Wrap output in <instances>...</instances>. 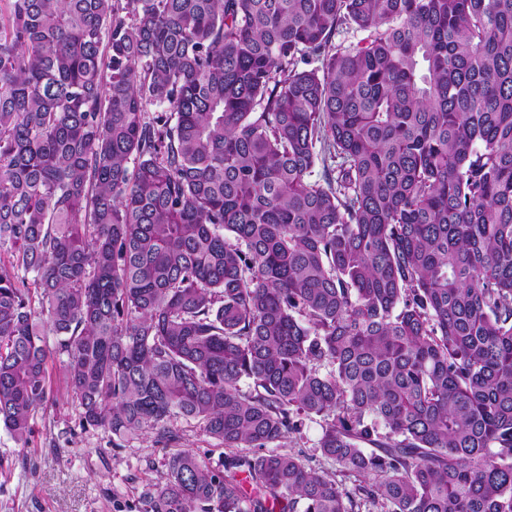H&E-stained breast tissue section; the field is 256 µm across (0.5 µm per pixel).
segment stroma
Returning <instances> with one entry per match:
<instances>
[{"label":"stroma","instance_id":"obj_1","mask_svg":"<svg viewBox=\"0 0 512 512\" xmlns=\"http://www.w3.org/2000/svg\"><path fill=\"white\" fill-rule=\"evenodd\" d=\"M50 379L51 392L34 417V453L21 452L0 428V512H139L147 483L162 479L168 457L179 449L223 469L224 447L194 422L175 424L172 443L146 433L113 447L102 430L81 427L61 363L53 364ZM320 433L319 418L304 420L288 440L289 452L354 489L360 477L321 455Z\"/></svg>","mask_w":512,"mask_h":512}]
</instances>
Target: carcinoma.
<instances>
[{
  "instance_id": "obj_1",
  "label": "carcinoma",
  "mask_w": 512,
  "mask_h": 512,
  "mask_svg": "<svg viewBox=\"0 0 512 512\" xmlns=\"http://www.w3.org/2000/svg\"><path fill=\"white\" fill-rule=\"evenodd\" d=\"M63 356L84 428L254 449L140 512H355L313 416L380 512H512V0H0L25 451ZM320 433V418L313 417L311 419H304L300 433L291 435L287 444L288 448L285 449H287L288 452L301 455L310 466L329 472V474L335 477L338 483H341L349 490L354 489L358 484H363L361 483L362 478L342 471L338 465L324 458L319 448H315Z\"/></svg>"
}]
</instances>
